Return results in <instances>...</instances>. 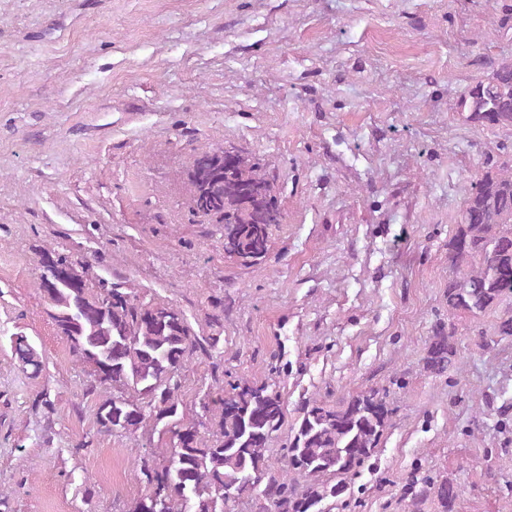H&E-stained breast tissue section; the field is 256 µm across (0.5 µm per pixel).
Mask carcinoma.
<instances>
[{"label":"carcinoma","mask_w":512,"mask_h":512,"mask_svg":"<svg viewBox=\"0 0 512 512\" xmlns=\"http://www.w3.org/2000/svg\"><path fill=\"white\" fill-rule=\"evenodd\" d=\"M488 71L457 101L462 121L512 132V58L489 59ZM205 181L191 182L194 209L224 225V252L247 261L269 250L270 227L280 223L273 185L258 163L236 153H206ZM73 277L55 278L42 265L39 288L48 317L87 366L106 364L109 380L91 378L88 390L114 394L96 410L99 432H135L147 420L165 422L170 448L141 459L146 493L130 512H227L241 497L258 512H349L354 508L348 477L378 457L393 411L375 389L331 408L317 400L301 416L283 447L282 469L272 467L269 442L284 423V403L275 385L231 383L203 403L187 422L179 412L178 374L197 351L215 347L195 336L184 315L165 304L144 302L120 284L97 278L90 266L54 254ZM448 316L480 315L512 296V157L474 175L457 227L448 238ZM456 328L438 327L427 344L424 368L440 375L457 367ZM14 353L23 369L42 371L40 356L20 335ZM207 429L210 434L202 433ZM405 494L413 505L437 501L452 512L458 486L429 473L415 475Z\"/></svg>","instance_id":"obj_1"}]
</instances>
